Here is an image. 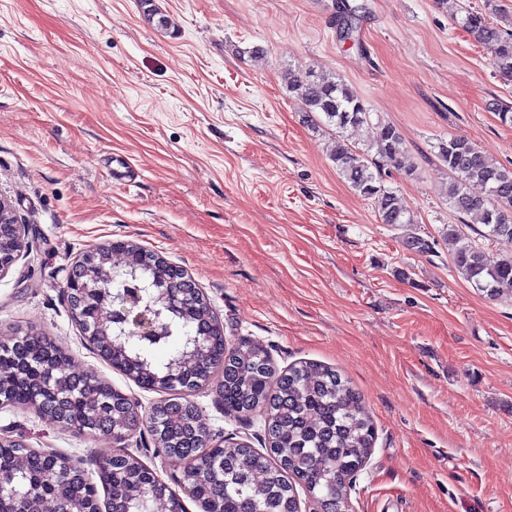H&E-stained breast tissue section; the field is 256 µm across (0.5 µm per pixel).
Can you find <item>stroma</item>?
<instances>
[{"mask_svg":"<svg viewBox=\"0 0 512 512\" xmlns=\"http://www.w3.org/2000/svg\"><path fill=\"white\" fill-rule=\"evenodd\" d=\"M0 0V196L24 248L0 275V331L33 327L149 415L158 393L102 361L64 291L86 249L128 241L185 270L229 346L260 341L277 368H336L360 392L376 440L348 491L350 512H512V300L483 297L451 262L456 220L442 138L464 136L512 167V103L488 51L456 20L512 0ZM354 10V40L338 17ZM336 74L402 138L414 176L388 170L411 223H380L338 176L328 134L306 127L286 69ZM141 170L112 177L113 155ZM421 236L434 250L404 243ZM213 435L263 449L257 417L193 392ZM0 438L71 457L90 481L115 453L23 408H0ZM171 482L176 463L148 429L125 442Z\"/></svg>","mask_w":512,"mask_h":512,"instance_id":"1","label":"stroma"}]
</instances>
